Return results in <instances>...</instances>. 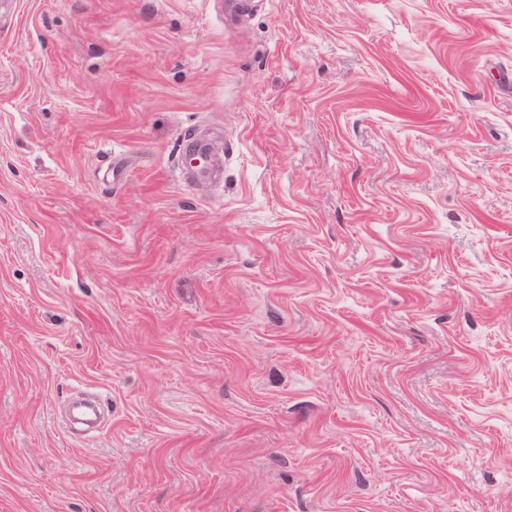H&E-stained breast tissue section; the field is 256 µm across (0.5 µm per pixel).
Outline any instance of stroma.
<instances>
[{
    "mask_svg": "<svg viewBox=\"0 0 512 512\" xmlns=\"http://www.w3.org/2000/svg\"><path fill=\"white\" fill-rule=\"evenodd\" d=\"M510 75L512 0H0V512H512Z\"/></svg>",
    "mask_w": 512,
    "mask_h": 512,
    "instance_id": "1",
    "label": "stroma"
}]
</instances>
